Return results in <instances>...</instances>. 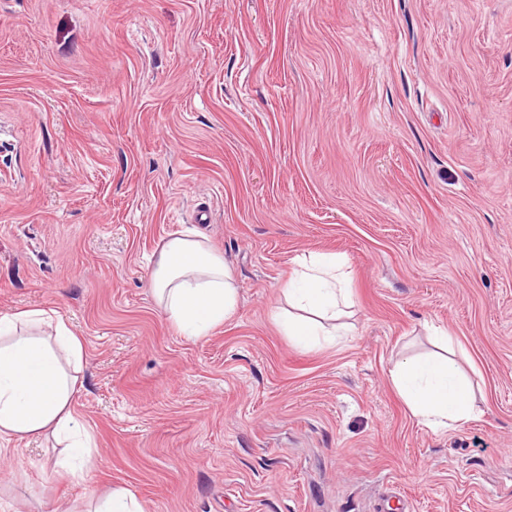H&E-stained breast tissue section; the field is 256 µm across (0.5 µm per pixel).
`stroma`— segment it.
<instances>
[{
	"mask_svg": "<svg viewBox=\"0 0 512 512\" xmlns=\"http://www.w3.org/2000/svg\"><path fill=\"white\" fill-rule=\"evenodd\" d=\"M185 227L237 290L197 339L147 286ZM314 253L352 305L305 349L273 315ZM28 308L83 341L90 485L146 512H512V0H0V315ZM437 329L475 390L448 429L389 375ZM11 445L0 512H71L58 449Z\"/></svg>",
	"mask_w": 512,
	"mask_h": 512,
	"instance_id": "obj_1",
	"label": "stroma"
}]
</instances>
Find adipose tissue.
<instances>
[{
  "instance_id": "obj_1",
  "label": "adipose tissue",
  "mask_w": 512,
  "mask_h": 512,
  "mask_svg": "<svg viewBox=\"0 0 512 512\" xmlns=\"http://www.w3.org/2000/svg\"><path fill=\"white\" fill-rule=\"evenodd\" d=\"M299 264L283 293L290 306L310 316L284 317L280 324L296 344L311 348L335 338L336 322L351 298L336 255L316 254ZM148 286L158 307L190 339L207 335L236 307L223 256L189 229L162 241L151 260ZM83 357L82 340L52 313L33 308L0 315V444L52 438L61 449L56 479L87 484L97 461L73 408ZM391 380L411 414L422 421L447 428L472 416L471 387L449 358L400 360ZM81 512L143 509L130 488L117 486L101 495L88 486Z\"/></svg>"
}]
</instances>
